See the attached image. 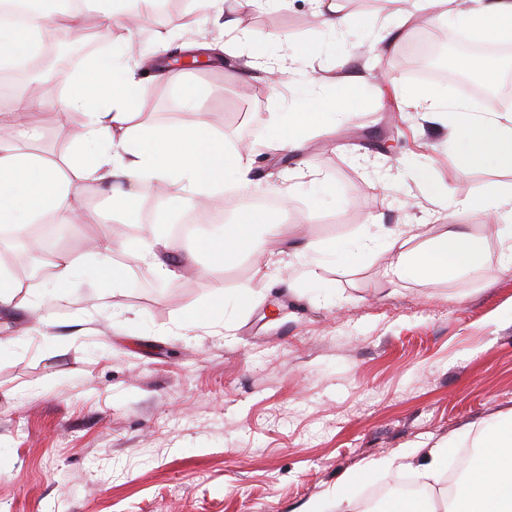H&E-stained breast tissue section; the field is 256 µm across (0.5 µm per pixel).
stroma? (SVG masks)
Masks as SVG:
<instances>
[{"label": "stroma", "instance_id": "obj_1", "mask_svg": "<svg viewBox=\"0 0 512 512\" xmlns=\"http://www.w3.org/2000/svg\"><path fill=\"white\" fill-rule=\"evenodd\" d=\"M181 15L156 5L143 24L104 29L95 15L69 30L72 46L94 38L91 56L133 38L153 60L186 43H209L215 64L164 71L143 86L140 125H188L204 119L227 145L262 144L254 185H227L210 198L211 218L182 238L192 263L175 283L155 268L115 252L127 267L123 286L98 297L90 279L63 288L56 320L41 326L30 311L0 310V338H16L0 356V512H301L326 499L356 472L351 488L401 477L422 480L424 453L456 441L459 456L476 424L512 411V270L500 266L502 243L462 200L512 189V171L456 168L451 118L408 107L401 61L409 41L442 33L422 0L408 8L421 21L405 40L386 0H336L352 25L331 35L312 0L225 9L235 28L223 32L196 0ZM268 39L266 64L246 67L241 35ZM318 48L308 61L286 58V44ZM362 75L349 118L311 134L293 151L266 145L269 116H284L304 98L309 79L330 96L344 74ZM189 84L209 89L197 108L183 106ZM29 122L39 147L65 163L73 144L51 112ZM384 130L397 148L376 150ZM429 165L447 197L429 198L408 172ZM331 187L324 196L323 187ZM91 220L65 225L63 251L92 267L90 244L112 221V202L95 185L80 188ZM139 212L123 215L128 241L148 235L156 213L173 209V190L141 188ZM255 197L279 202L275 219L298 225L303 242L347 245L375 225H418L413 246L447 229L484 238L483 265L454 280H393L389 254L356 262L317 257L280 271L281 252L250 255L207 269L190 247ZM254 295L234 313L231 330L210 312L217 290ZM408 455L410 467L375 469Z\"/></svg>", "mask_w": 512, "mask_h": 512}]
</instances>
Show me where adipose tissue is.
Returning a JSON list of instances; mask_svg holds the SVG:
<instances>
[{
	"mask_svg": "<svg viewBox=\"0 0 512 512\" xmlns=\"http://www.w3.org/2000/svg\"><path fill=\"white\" fill-rule=\"evenodd\" d=\"M157 0H81L79 8L65 14L63 22L81 27L87 15H96L111 28L124 25L126 8L139 19H148ZM428 8L448 25L449 33L465 31L489 42H512V0H425ZM46 17L31 11L23 27L0 25V66L34 55L40 48ZM137 54L133 41L117 45L111 54L90 59L72 78L68 93L54 103L59 117L79 112L85 121L74 132L75 153L66 166L37 151L3 139V132L16 126L25 115L38 111L42 99L20 94L0 107V229L24 235L29 226L54 220L80 224L85 220L78 187L82 184L112 188L117 210L133 213L142 206L140 187L150 182L170 184L177 191L175 201L198 209L202 197L224 184L241 187L252 181L250 151L226 148L205 120L190 125L133 127L142 83L137 77ZM337 104L320 97L290 112L287 120L270 124V147L286 150L300 146L310 135L313 122L332 125ZM452 134L457 141V168L467 174L476 167L512 170V117L485 118L472 104L456 102ZM466 208L482 213L496 224L507 247L501 256L503 268L512 267V191L494 192L466 200ZM171 211L160 213L147 237L141 239L133 258L151 262L158 276L173 282L179 277L169 265L167 254L179 243L168 232ZM271 222L263 210L242 211L236 222L222 233L199 241L197 248L208 257L210 266H235L251 250L258 235ZM408 232L380 228L347 250L349 259L362 254H391L388 273L403 279L438 280L461 275L477 267L485 251L482 238L453 230L435 235L427 247L412 250ZM122 241L103 234L93 244L98 267L94 282L99 292L119 289L126 277L124 265L114 263L112 253ZM52 273L41 287L18 298L11 272L0 266V308L38 312L42 324H50L52 313L47 298L79 277L83 267L64 251L56 252L49 263ZM474 455L467 474L443 496L444 512H512V414L503 415L493 426L475 434Z\"/></svg>",
	"mask_w": 512,
	"mask_h": 512,
	"instance_id": "ef3b65f1",
	"label": "adipose tissue"
}]
</instances>
